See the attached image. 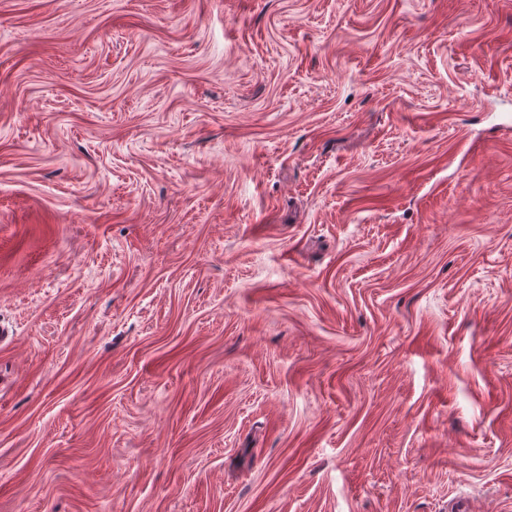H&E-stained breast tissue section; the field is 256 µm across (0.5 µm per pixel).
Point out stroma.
I'll return each instance as SVG.
<instances>
[{
	"instance_id": "stroma-1",
	"label": "stroma",
	"mask_w": 512,
	"mask_h": 512,
	"mask_svg": "<svg viewBox=\"0 0 512 512\" xmlns=\"http://www.w3.org/2000/svg\"><path fill=\"white\" fill-rule=\"evenodd\" d=\"M0 512H512V0H0Z\"/></svg>"
}]
</instances>
